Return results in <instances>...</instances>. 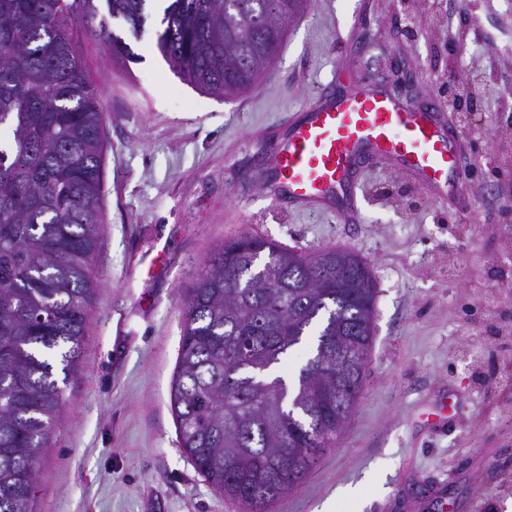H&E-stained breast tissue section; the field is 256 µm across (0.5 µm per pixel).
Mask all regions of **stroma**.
Returning <instances> with one entry per match:
<instances>
[{
	"mask_svg": "<svg viewBox=\"0 0 512 512\" xmlns=\"http://www.w3.org/2000/svg\"><path fill=\"white\" fill-rule=\"evenodd\" d=\"M504 0H311L249 90L208 95L156 47L113 64L81 32L74 51L104 111L102 247L78 370L36 473L40 512H240L179 445L170 388L184 296L226 238L303 252L341 247L378 295L362 393L335 448L272 512H506L512 502V15ZM476 93L455 113L471 209L455 215L410 170L362 175L356 223L275 202L256 155L325 86L377 82L415 105L449 80ZM454 420L430 425L436 398ZM355 498L341 497L345 488Z\"/></svg>",
	"mask_w": 512,
	"mask_h": 512,
	"instance_id": "obj_1",
	"label": "stroma"
}]
</instances>
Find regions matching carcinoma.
<instances>
[{"instance_id":"carcinoma-1","label":"carcinoma","mask_w":512,"mask_h":512,"mask_svg":"<svg viewBox=\"0 0 512 512\" xmlns=\"http://www.w3.org/2000/svg\"><path fill=\"white\" fill-rule=\"evenodd\" d=\"M97 0H0V512H36L40 450L64 405L56 373L78 366L101 248L104 114L72 49L83 22L115 64L129 45ZM132 31L148 0H104ZM308 0H169L157 47L190 84L248 89ZM375 276L339 248L298 253L242 233L187 290L171 385L180 447L242 512H271L336 447L366 367L339 361L373 346ZM312 337L289 390L272 375Z\"/></svg>"}]
</instances>
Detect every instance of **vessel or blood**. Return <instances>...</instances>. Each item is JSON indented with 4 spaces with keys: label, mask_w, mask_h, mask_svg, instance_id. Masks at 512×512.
Returning a JSON list of instances; mask_svg holds the SVG:
<instances>
[{
    "label": "vessel or blood",
    "mask_w": 512,
    "mask_h": 512,
    "mask_svg": "<svg viewBox=\"0 0 512 512\" xmlns=\"http://www.w3.org/2000/svg\"><path fill=\"white\" fill-rule=\"evenodd\" d=\"M460 148L440 111H423L371 84L310 103L285 139L270 142L266 179L297 207L324 213L332 201L345 217L362 209L357 172L370 155L413 170L439 202L464 212Z\"/></svg>",
    "instance_id": "1"
}]
</instances>
